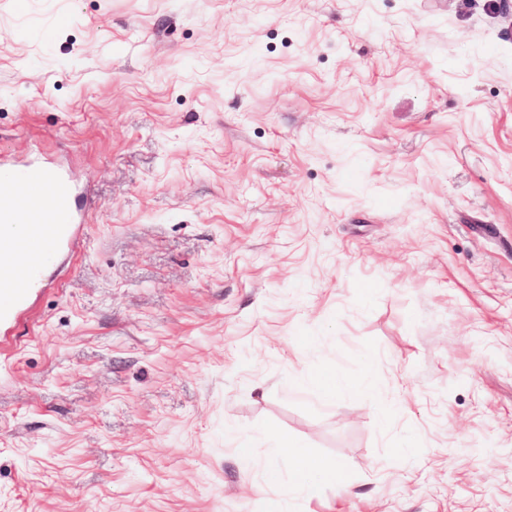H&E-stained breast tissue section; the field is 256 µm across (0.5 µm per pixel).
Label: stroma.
Returning <instances> with one entry per match:
<instances>
[{"instance_id":"35a3bbf8","label":"stroma","mask_w":512,"mask_h":512,"mask_svg":"<svg viewBox=\"0 0 512 512\" xmlns=\"http://www.w3.org/2000/svg\"><path fill=\"white\" fill-rule=\"evenodd\" d=\"M2 158L86 222L0 512H512V0H0ZM276 449L279 453L284 451L291 458L288 468V480L293 489H300L311 493L319 479L330 478L338 469L336 463L320 461L313 458L308 451L294 438L281 435L274 437Z\"/></svg>"}]
</instances>
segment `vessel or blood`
Here are the masks:
<instances>
[{
  "label": "vessel or blood",
  "instance_id": "obj_1",
  "mask_svg": "<svg viewBox=\"0 0 512 512\" xmlns=\"http://www.w3.org/2000/svg\"><path fill=\"white\" fill-rule=\"evenodd\" d=\"M84 224L70 179L39 164L0 181V345L44 286L56 255L77 252Z\"/></svg>",
  "mask_w": 512,
  "mask_h": 512
}]
</instances>
